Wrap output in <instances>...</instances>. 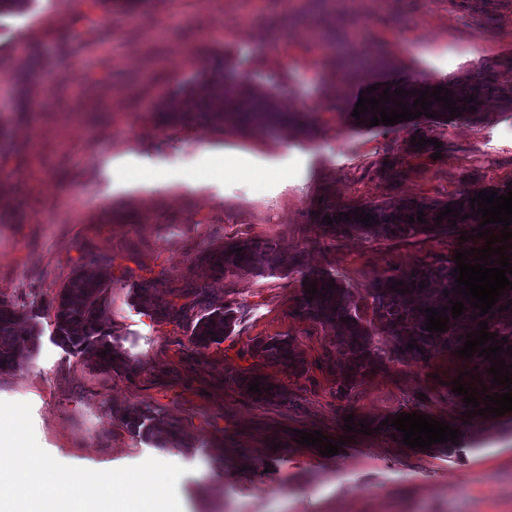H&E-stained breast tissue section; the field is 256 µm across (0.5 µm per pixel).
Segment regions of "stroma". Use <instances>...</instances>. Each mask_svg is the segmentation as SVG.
Listing matches in <instances>:
<instances>
[{
    "label": "stroma",
    "instance_id": "35a3bbf8",
    "mask_svg": "<svg viewBox=\"0 0 512 512\" xmlns=\"http://www.w3.org/2000/svg\"><path fill=\"white\" fill-rule=\"evenodd\" d=\"M344 52L379 66L342 79L329 60ZM221 57L281 111L306 113L315 135L156 125L155 107L199 88ZM484 63L512 81V0H28L0 17V293L47 301L75 270L111 258L107 326L129 358L105 372L69 354L47 308L27 364L0 373V400L30 404L39 445L61 463L184 467V512H512V412L485 413L477 428L462 417L448 385L463 359H393L343 397L335 333L299 309L306 272L332 273L368 320L378 282L484 246L461 241L458 225L365 239L322 218L512 190V110L495 100L448 122L367 128L352 117L372 84L443 81ZM205 144L237 155L241 171L215 181L197 165ZM121 149L162 173L189 171L192 186L114 189ZM243 240L275 243L281 270L199 266L203 251ZM144 279L164 301L188 285L222 298L232 334L202 348L196 314L154 320L131 296ZM272 338L292 340L298 368L257 353ZM254 379L273 397L246 390ZM134 409L173 426L177 444L132 432ZM417 410L459 430L455 452L380 430ZM349 415L373 434L345 440ZM315 430L337 455L300 444Z\"/></svg>",
    "mask_w": 512,
    "mask_h": 512
}]
</instances>
